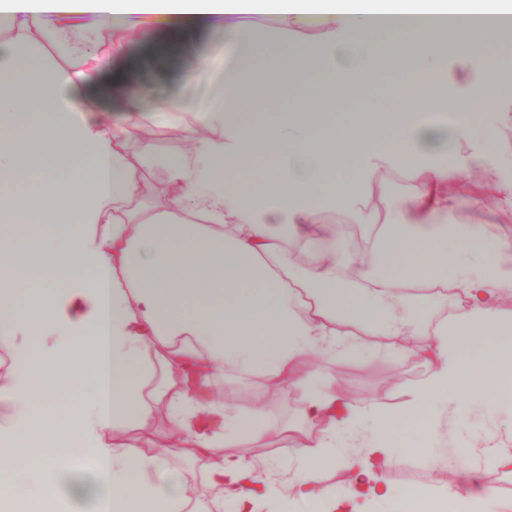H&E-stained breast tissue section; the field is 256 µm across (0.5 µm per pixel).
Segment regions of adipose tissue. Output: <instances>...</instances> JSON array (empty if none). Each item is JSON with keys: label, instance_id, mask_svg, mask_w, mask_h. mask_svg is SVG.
<instances>
[{"label": "adipose tissue", "instance_id": "adipose-tissue-1", "mask_svg": "<svg viewBox=\"0 0 512 512\" xmlns=\"http://www.w3.org/2000/svg\"><path fill=\"white\" fill-rule=\"evenodd\" d=\"M91 12L108 49L91 48L69 16ZM282 24L320 15L328 35L268 50L250 17ZM512 13V0H0V465L20 468L19 446L59 433L94 459L80 474L45 451L33 498L0 483V512H499L475 473L440 490L395 494L385 472L456 433L459 458L476 453L512 468V435L495 424L512 404V242L454 216L448 184L499 149L478 106L503 87L484 53L512 54V29L477 18ZM171 22L165 41L144 15ZM224 19L237 54L224 96L193 121L201 133L175 154L150 139L130 147L132 112L97 121L127 72L111 73L126 38L141 63L197 75L205 59L177 44ZM398 59L421 78L394 90L383 111L336 125L337 101L364 95ZM266 96L289 98L269 115L243 117L254 77ZM451 106V126L421 113ZM354 165L337 175L336 159ZM407 191L366 192L382 171ZM339 212L370 229L362 250L334 249L323 224ZM304 240L308 262L291 264ZM451 317L435 319L436 307ZM416 336L427 372L408 403L382 409L307 386L312 356L333 361L369 340ZM231 372L274 393L302 390L307 442L285 466L288 483L262 475L246 455L257 436L290 438L264 407L204 403L201 390ZM482 432L465 433L474 410ZM201 461L211 499L199 509L181 478L158 485L171 449ZM350 474L338 488L328 477Z\"/></svg>", "mask_w": 512, "mask_h": 512}]
</instances>
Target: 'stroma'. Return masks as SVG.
I'll list each match as a JSON object with an SVG mask.
<instances>
[{
	"label": "stroma",
	"mask_w": 512,
	"mask_h": 512,
	"mask_svg": "<svg viewBox=\"0 0 512 512\" xmlns=\"http://www.w3.org/2000/svg\"><path fill=\"white\" fill-rule=\"evenodd\" d=\"M180 51L190 59L207 58L208 72L187 78L156 69L144 70L134 81L130 93L118 100L119 105L136 109L141 126L150 131L155 149L163 154L181 151L187 143L189 130L172 115L159 111V104L174 97L191 112L207 97L223 94L224 65L232 56L233 44L224 31L223 20L216 19L203 36L181 46ZM499 139L501 151L497 162L472 168L456 178L452 186L461 220L492 226L500 237L512 241V209L502 208L490 194L493 179L512 177L511 121L500 125ZM406 346V341L399 339L378 351L363 348L331 363L314 361L308 384L319 387L330 383L347 398L371 400L387 409L404 405L426 372L421 358L406 355ZM205 396L230 410L260 404L281 422L295 423L300 419L301 404L297 394H271L257 379L243 380L228 374L214 380ZM462 466L458 457L440 446L426 457L406 455L395 459L385 476L389 485L401 494L420 487L442 486L448 479L458 477Z\"/></svg>",
	"instance_id": "stroma-1"
}]
</instances>
